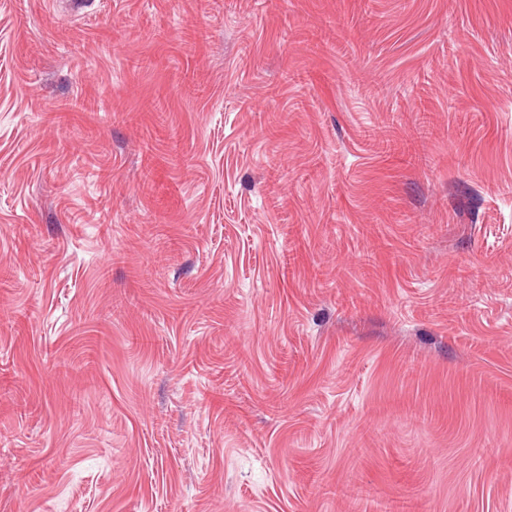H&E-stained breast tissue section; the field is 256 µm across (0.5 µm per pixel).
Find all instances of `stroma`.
<instances>
[{
    "mask_svg": "<svg viewBox=\"0 0 512 512\" xmlns=\"http://www.w3.org/2000/svg\"><path fill=\"white\" fill-rule=\"evenodd\" d=\"M512 512V0H0V512Z\"/></svg>",
    "mask_w": 512,
    "mask_h": 512,
    "instance_id": "obj_1",
    "label": "stroma"
}]
</instances>
